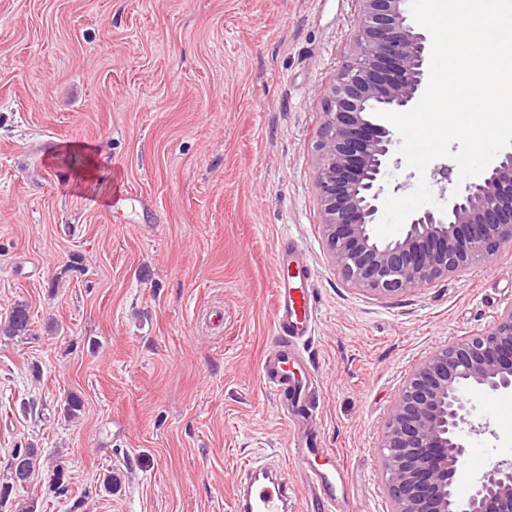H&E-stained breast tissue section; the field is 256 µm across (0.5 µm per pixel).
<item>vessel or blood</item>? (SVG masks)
<instances>
[{
    "instance_id": "b4317fda",
    "label": "vessel or blood",
    "mask_w": 512,
    "mask_h": 512,
    "mask_svg": "<svg viewBox=\"0 0 512 512\" xmlns=\"http://www.w3.org/2000/svg\"><path fill=\"white\" fill-rule=\"evenodd\" d=\"M274 309L277 336L263 365L264 382L274 395L299 403L305 396L289 363L296 360L300 345L312 332L314 294L292 287L288 274H278ZM289 453L305 472L303 484L290 480L287 466L249 462L235 503L237 512H287L289 502L297 499L304 500L307 512H335L337 493L345 489L348 474L335 450L312 432L290 440Z\"/></svg>"
}]
</instances>
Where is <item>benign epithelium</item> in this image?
Segmentation results:
<instances>
[{
	"label": "benign epithelium",
	"instance_id": "obj_1",
	"mask_svg": "<svg viewBox=\"0 0 512 512\" xmlns=\"http://www.w3.org/2000/svg\"><path fill=\"white\" fill-rule=\"evenodd\" d=\"M355 49L325 95L316 142L327 247L353 285L391 299L463 273L512 242V150L501 152L454 195L448 208L412 214L392 240L373 235L382 171L397 143L379 111L418 101L428 37L408 16V0H358ZM512 391V305L495 323L437 350L410 375L381 440L390 512H512V459L495 462L459 500L468 455L469 394Z\"/></svg>",
	"mask_w": 512,
	"mask_h": 512
}]
</instances>
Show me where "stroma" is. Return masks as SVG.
I'll use <instances>...</instances> for the list:
<instances>
[{
	"mask_svg": "<svg viewBox=\"0 0 512 512\" xmlns=\"http://www.w3.org/2000/svg\"><path fill=\"white\" fill-rule=\"evenodd\" d=\"M358 0H0V512H234L244 460L290 463L263 380L276 269L317 301L298 359L342 512H389L380 440L414 368L512 305V244L394 299L347 282L317 195L324 92ZM76 394L75 420L60 411ZM460 477L512 458V392L471 396ZM63 462L69 493H54ZM122 475L99 492L107 472ZM31 327V317L26 305L14 306L4 324L0 325V333L8 336H25ZM19 458L23 465L24 470L28 475V479L34 472L35 468L39 464V453L37 448L26 447V448H14L11 454L10 463H9V475L10 480L14 485L22 484L21 482H17L15 480V471L13 468V461ZM12 484V485H13Z\"/></svg>",
	"mask_w": 512,
	"mask_h": 512,
	"instance_id": "obj_1",
	"label": "stroma"
}]
</instances>
